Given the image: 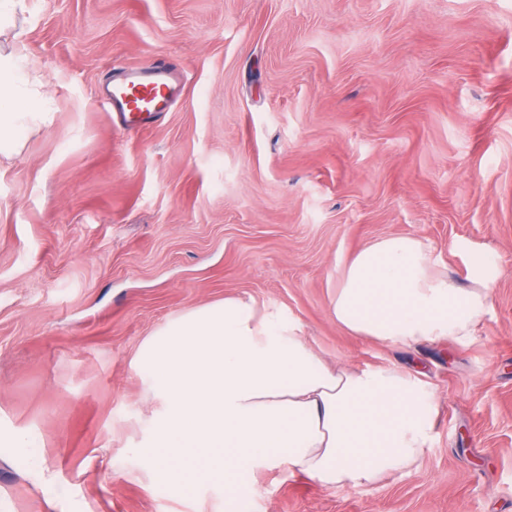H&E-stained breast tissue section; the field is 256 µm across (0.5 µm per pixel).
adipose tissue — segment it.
<instances>
[{
  "mask_svg": "<svg viewBox=\"0 0 512 512\" xmlns=\"http://www.w3.org/2000/svg\"><path fill=\"white\" fill-rule=\"evenodd\" d=\"M0 51V156L19 154L45 124L48 102L28 71L25 34ZM500 273L493 254L470 285L444 270L411 235L373 241L345 264L328 306L345 332L410 346L463 342L491 309ZM159 405L137 448L155 483L224 488L227 512H244V473L282 468L328 488L365 486L419 462L430 448L436 397L419 374L391 367H330L299 323L228 295L164 323L133 360Z\"/></svg>",
  "mask_w": 512,
  "mask_h": 512,
  "instance_id": "adipose-tissue-1",
  "label": "adipose tissue"
}]
</instances>
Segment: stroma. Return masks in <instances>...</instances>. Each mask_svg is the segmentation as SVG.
Returning a JSON list of instances; mask_svg holds the SVG:
<instances>
[{
	"label": "stroma",
	"instance_id": "stroma-1",
	"mask_svg": "<svg viewBox=\"0 0 512 512\" xmlns=\"http://www.w3.org/2000/svg\"><path fill=\"white\" fill-rule=\"evenodd\" d=\"M17 25L51 119L0 161L7 512H225L220 485L163 490L132 455L154 410L132 361L228 294L298 320L328 363L418 369L439 397L403 475L260 470L248 512H512V0H25ZM161 57L168 111L99 109ZM405 234L464 285L499 256L477 336L404 348L330 318L346 261Z\"/></svg>",
	"mask_w": 512,
	"mask_h": 512
}]
</instances>
